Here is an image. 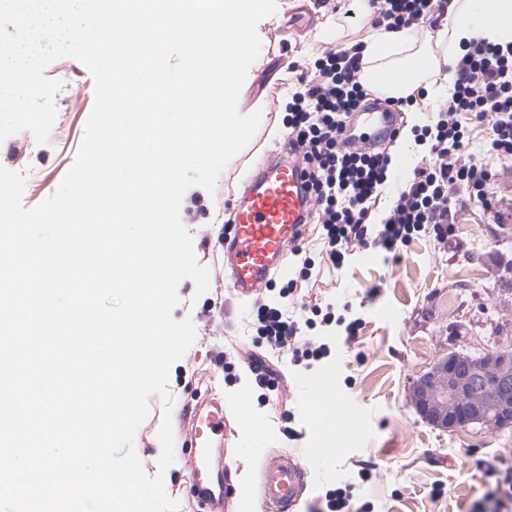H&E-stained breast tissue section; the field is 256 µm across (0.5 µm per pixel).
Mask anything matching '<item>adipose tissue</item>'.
Instances as JSON below:
<instances>
[{"instance_id":"1","label":"adipose tissue","mask_w":512,"mask_h":512,"mask_svg":"<svg viewBox=\"0 0 512 512\" xmlns=\"http://www.w3.org/2000/svg\"><path fill=\"white\" fill-rule=\"evenodd\" d=\"M438 37L457 47L485 38L495 43L512 42V0H462ZM364 81L392 97H404L439 69V61L422 41L418 31H376L364 52ZM406 70L404 80L384 83L385 74Z\"/></svg>"}]
</instances>
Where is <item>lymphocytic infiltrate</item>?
Listing matches in <instances>:
<instances>
[{"label":"lymphocytic infiltrate","instance_id":"f902f5d3","mask_svg":"<svg viewBox=\"0 0 512 512\" xmlns=\"http://www.w3.org/2000/svg\"><path fill=\"white\" fill-rule=\"evenodd\" d=\"M372 27L402 31L438 28L448 15V0H367ZM363 41L326 48L316 54L311 73L287 75L288 102L283 118L288 145L306 171V191L321 249L302 259L289 288L315 285L322 270H339L359 249L378 248L396 255L414 236L433 230L438 241L452 233L462 206L494 207L486 164L468 161L478 138L462 113L481 119L497 114L491 146L498 157H512V43L470 41L456 55V81L446 106L420 130L427 155L401 183L393 181L389 150L365 148L343 136L347 120L372 96L363 82ZM254 343L266 356L291 355L294 364L313 365L330 354L328 343L304 337L300 321L283 304L265 299L252 304Z\"/></svg>","mask_w":512,"mask_h":512}]
</instances>
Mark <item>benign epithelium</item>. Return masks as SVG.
<instances>
[{
    "label": "benign epithelium",
    "mask_w": 512,
    "mask_h": 512,
    "mask_svg": "<svg viewBox=\"0 0 512 512\" xmlns=\"http://www.w3.org/2000/svg\"><path fill=\"white\" fill-rule=\"evenodd\" d=\"M413 398L431 425L454 431L512 419V351L473 357L451 351L421 375Z\"/></svg>",
    "instance_id": "benign-epithelium-1"
}]
</instances>
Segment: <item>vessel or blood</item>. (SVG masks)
I'll return each mask as SVG.
<instances>
[{
	"label": "vessel or blood",
	"instance_id": "b4317fda",
	"mask_svg": "<svg viewBox=\"0 0 512 512\" xmlns=\"http://www.w3.org/2000/svg\"><path fill=\"white\" fill-rule=\"evenodd\" d=\"M357 116L369 146L388 139L399 126L398 112L382 105H366ZM304 185L301 163L281 152L268 155L246 181L232 206L230 223L218 237L224 248V286L234 298H251L282 273L285 251L306 233L309 217ZM335 401L330 379L314 384L305 400L314 428L328 427L325 411ZM232 413L223 395L211 391L182 410L172 423L199 512H226L231 493L225 483L224 448ZM305 485V469L291 453L268 459L259 483L266 512H294Z\"/></svg>",
	"mask_w": 512,
	"mask_h": 512
}]
</instances>
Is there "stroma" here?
Returning <instances> with one entry per match:
<instances>
[{"mask_svg":"<svg viewBox=\"0 0 512 512\" xmlns=\"http://www.w3.org/2000/svg\"><path fill=\"white\" fill-rule=\"evenodd\" d=\"M347 0H277L275 14L257 26L262 43H274L273 53H260L250 66L239 98L241 114L256 104L267 107L249 143L218 176L214 190L189 188L180 210L181 221L193 237L198 263L210 271V287L197 294L192 280L178 286L175 320L191 318L196 339L169 372L168 390L174 410H181L209 387L223 389L224 400L246 410L228 436L232 462L230 482L236 512H261L258 499L260 459L281 451L296 455L308 477L299 512H316L326 489L356 484L371 512H474L488 491L486 462L512 474V427L469 426L448 432L428 424L417 412L413 386L437 359L451 351L475 356L512 349V159L498 158L487 141L476 144L478 159L494 171L491 190L502 213L501 222L489 214L464 208L455 218L453 238L458 249L438 243L433 232L415 236L399 258L384 262L371 250L358 251L341 270L325 273L321 283L292 293L290 315L316 300L344 310L346 318L361 319L354 339L337 341L329 357L313 368L286 365L279 400L259 406L245 367L226 381L224 363L235 361L238 348L253 337L248 308L224 288L217 233L224 214L266 151L279 147L270 136L284 113L279 99L286 87L289 63L305 64L320 48L314 35L330 23L332 11H345ZM307 14V29L289 30L292 15ZM48 78L62 81L55 96L54 130L37 142L22 130L0 143V166L27 174L23 204L38 206L59 187L84 140L94 106V82L77 59L62 57L45 69ZM323 372L335 375L341 396L332 428L317 434L307 422L304 404L311 381ZM150 413L134 437L143 471L163 474L165 485L181 488L179 512H196L182 460L159 471L158 439L164 403L149 399ZM290 423L298 440L286 439L281 428ZM329 456H319V449ZM369 481H360V470Z\"/></svg>","mask_w":512,"mask_h":512,"instance_id":"1","label":"stroma"}]
</instances>
